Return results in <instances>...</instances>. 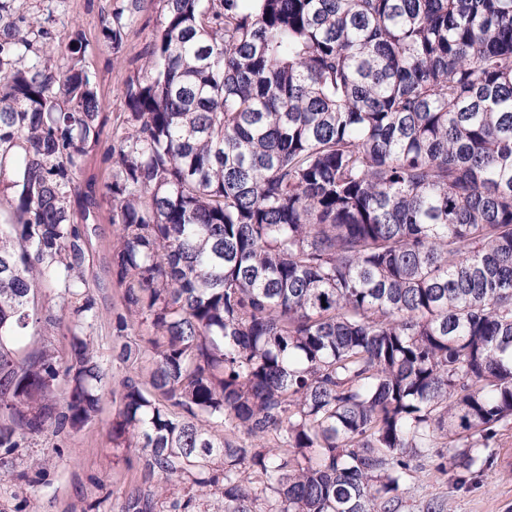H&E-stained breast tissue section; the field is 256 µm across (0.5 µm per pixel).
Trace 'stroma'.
<instances>
[{
  "mask_svg": "<svg viewBox=\"0 0 512 512\" xmlns=\"http://www.w3.org/2000/svg\"><path fill=\"white\" fill-rule=\"evenodd\" d=\"M117 0H20L23 11L46 18L56 38L81 32L86 44L84 63L92 73L105 125L99 143L90 148L78 174L80 188H92L99 198L88 226L83 275L101 313L90 333L105 371L103 401L95 420L79 431L62 436L46 433L29 439L12 456L14 470L25 469L29 457L42 462L21 486L0 491V512H121L125 496L141 484L140 465L115 459L108 431L115 406L113 390L119 389L129 368L112 359V316L120 308L122 289L112 272L115 228L110 206L101 191L112 177V128L126 110L124 85L141 77L148 62L147 50L163 16V0H149L131 22L120 50L103 44L102 21ZM436 452L413 462V476L400 492V512H423L434 500L443 512H512V430L501 435L496 458L472 482L459 484L455 472L441 471Z\"/></svg>",
  "mask_w": 512,
  "mask_h": 512,
  "instance_id": "stroma-1",
  "label": "stroma"
}]
</instances>
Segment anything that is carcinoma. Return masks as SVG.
I'll list each match as a JSON object with an SVG mask.
<instances>
[{
    "mask_svg": "<svg viewBox=\"0 0 512 512\" xmlns=\"http://www.w3.org/2000/svg\"><path fill=\"white\" fill-rule=\"evenodd\" d=\"M0 0V456L97 415L84 328L100 98L80 33ZM103 195L124 287L122 512H399L411 462L474 477L512 428V0H164ZM144 0H120L121 48ZM67 60L65 70L57 61ZM82 196L81 221L71 198ZM71 310L69 357L35 290ZM150 324L149 352L125 341ZM69 388L64 400L55 390ZM221 424L244 436L218 437ZM0 459V485L22 482ZM43 347L50 348L58 358L65 360L69 351V337L65 331L58 330L53 336H42L34 334L28 336L27 339L16 347L20 356L36 353Z\"/></svg>",
    "mask_w": 512,
    "mask_h": 512,
    "instance_id": "1",
    "label": "carcinoma"
}]
</instances>
